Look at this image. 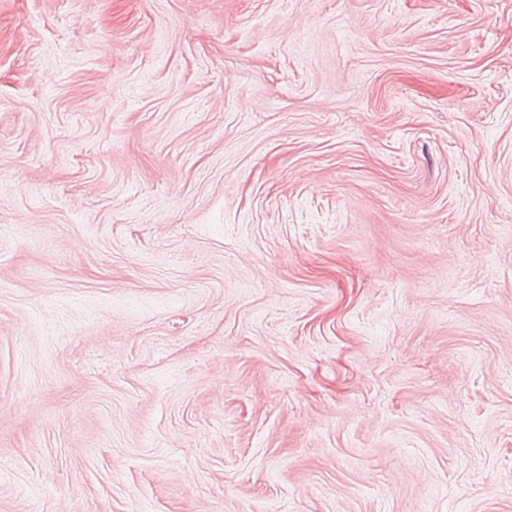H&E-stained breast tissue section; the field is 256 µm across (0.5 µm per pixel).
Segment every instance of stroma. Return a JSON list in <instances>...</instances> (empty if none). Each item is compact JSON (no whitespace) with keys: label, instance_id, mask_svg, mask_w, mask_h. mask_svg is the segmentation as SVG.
Here are the masks:
<instances>
[{"label":"stroma","instance_id":"1","mask_svg":"<svg viewBox=\"0 0 512 512\" xmlns=\"http://www.w3.org/2000/svg\"><path fill=\"white\" fill-rule=\"evenodd\" d=\"M0 512H512V0H0Z\"/></svg>","mask_w":512,"mask_h":512}]
</instances>
